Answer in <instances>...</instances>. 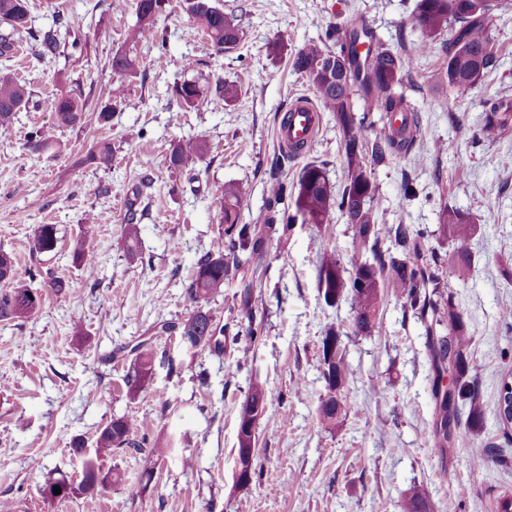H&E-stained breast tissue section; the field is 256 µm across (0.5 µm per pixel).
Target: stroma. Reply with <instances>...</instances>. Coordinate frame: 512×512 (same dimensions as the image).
<instances>
[{"label": "stroma", "instance_id": "stroma-1", "mask_svg": "<svg viewBox=\"0 0 512 512\" xmlns=\"http://www.w3.org/2000/svg\"><path fill=\"white\" fill-rule=\"evenodd\" d=\"M126 0H31L33 28L64 17L85 34L81 46L51 63L16 37L13 65L32 92L18 112L10 140L0 141V250L12 255L19 276L32 278L41 307L31 318L0 322V502L17 512H400L411 489L430 494V512H497L494 497L512 493V424L498 415L502 379L512 373V124L483 139L487 103L512 100V10L493 11L486 27L497 67L478 83L451 88L437 81L448 64L442 42L419 50L412 21L416 0H219L235 15L238 45L216 53L204 34H191L181 0H170L157 26L164 62L134 47L136 22ZM97 20L106 38L88 34ZM366 24L384 48L409 57L402 91L420 117L409 155L372 164L375 206L382 224L423 231L425 266L434 267L440 293L452 295L471 336L474 389L483 412L474 465L458 427L445 449L430 439L439 380L414 312L383 288L376 327L356 332L349 301L327 305L318 288L323 256L351 274L365 254L340 212L329 224L295 219L291 201L278 206L286 233L273 234L262 257L233 274L223 294L205 308L224 328V349L183 351L171 336L153 335L160 318L177 321L196 308L185 293L195 262L224 249L218 198L225 184L242 192L243 223H257L279 183L296 181L301 167L320 163L334 192L347 181L341 133L331 113L321 115L315 139L282 167L276 126L293 100L313 96L291 67L295 53L319 42L331 24ZM136 53L137 74L113 75L116 52ZM232 100L210 102L216 81ZM193 81L206 98L181 107L175 83ZM128 105L100 126L97 110L116 83ZM81 90L89 102L82 124L53 127L54 145L40 156L26 149L28 132L52 125V100ZM200 138L208 155L195 173L169 168L173 145ZM102 139L112 143V165L88 155ZM153 177L139 190L142 173ZM108 187L105 195L96 186ZM452 207L473 217L471 273L448 275L453 245L438 232L439 215ZM141 210V234L127 254L121 226ZM57 227L53 251L33 249L40 225ZM95 252V274L73 259L77 244ZM261 274L254 291L256 338L239 310L244 281ZM65 286L52 288V280ZM336 327L353 377L343 392L336 426L322 425L317 409L326 395L322 339ZM151 338L154 362L143 388L129 394L133 361L125 346ZM268 399L257 427V479L235 487L237 417L252 378ZM135 420L136 446L101 460L112 472L94 503L82 493L45 498L48 479L82 480V462L70 447L80 438L94 448L112 420ZM173 440L164 461L154 442Z\"/></svg>", "mask_w": 512, "mask_h": 512}]
</instances>
